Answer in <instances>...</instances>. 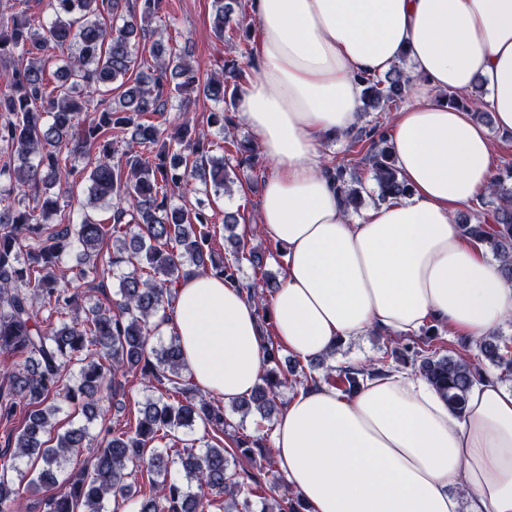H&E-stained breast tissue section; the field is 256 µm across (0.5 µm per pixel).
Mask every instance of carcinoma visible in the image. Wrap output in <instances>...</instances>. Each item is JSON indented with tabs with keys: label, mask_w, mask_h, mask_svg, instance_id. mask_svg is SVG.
I'll return each mask as SVG.
<instances>
[{
	"label": "carcinoma",
	"mask_w": 512,
	"mask_h": 512,
	"mask_svg": "<svg viewBox=\"0 0 512 512\" xmlns=\"http://www.w3.org/2000/svg\"><path fill=\"white\" fill-rule=\"evenodd\" d=\"M212 29L224 39L235 31L230 0H212ZM119 0H48L52 17L33 24L23 12L0 20V60L19 53L27 64L0 73L8 92L0 94V144L11 158L0 163V425L25 421L16 435L8 434L0 448V512H19L20 489L12 473L20 463L36 462L30 484L58 491L40 500L41 512H108L112 502L135 501L134 512H250L249 472L234 464L253 460L263 439L233 435L225 440L224 406L193 383L180 382L186 369L179 337L154 346L157 329L175 301L176 287L186 268L240 281L242 261L261 269L263 257L255 247L232 239L233 259L216 250V225L203 205L187 207L173 200L185 196L198 179L219 197L254 167L257 149L250 142L235 145L236 158L212 154L209 133L189 122L172 129L161 118L172 99L189 111L199 94L218 104L207 125L224 133L234 127L235 101L245 70L235 60L206 78L186 60V53L169 52L152 27L167 10V0H129L124 14ZM117 23L106 25L103 14ZM152 39V62L139 56V46ZM56 85L46 77L52 60ZM410 78L400 65L385 77H365L362 111H384L402 100ZM121 89L112 99V84ZM448 103L475 106L474 116L489 119L479 108L480 92L448 95ZM352 143L368 144V162L377 187V200L386 202L408 192L379 125L351 135ZM88 158L82 168L68 156ZM347 210L362 204V183L355 168L340 164L327 169ZM87 183L86 200L79 202L80 221L60 201L77 200ZM20 191L33 195V206L3 204ZM112 202L109 216L93 210ZM483 205L492 223L458 220L463 236L486 246L512 280V164L494 179ZM112 249H104L107 242ZM119 272L116 298L107 296L105 279ZM274 290L270 279L243 285L256 302L265 342V368L251 395L235 410L247 416L255 410L270 416L276 400L298 373L280 368L279 345L269 336L264 296ZM88 304L85 315L56 324L52 313L69 314ZM438 329L429 326L416 338L389 339L382 356L366 363L325 366L322 377L301 372L294 383L341 381L350 395L367 377L398 365L411 366L448 402L463 413L470 388L488 377L483 361L499 370V379H512V349L496 331L476 344L465 340L461 350L442 354L435 345ZM138 374L145 389L159 395L142 403L135 428L119 435L104 428L106 443L90 466L73 474L70 456L84 447V426L56 430V413L65 402L89 422L100 416L103 389L117 390L118 376ZM201 422L211 440L197 448L182 445L176 432ZM153 476L147 497L136 500L128 482L134 472ZM262 512H304L293 491L272 498Z\"/></svg>",
	"instance_id": "cac0c4a2"
}]
</instances>
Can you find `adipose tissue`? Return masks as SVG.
Here are the masks:
<instances>
[{
  "label": "adipose tissue",
  "instance_id": "1",
  "mask_svg": "<svg viewBox=\"0 0 512 512\" xmlns=\"http://www.w3.org/2000/svg\"><path fill=\"white\" fill-rule=\"evenodd\" d=\"M258 71L240 116L271 172L257 224L286 249L269 299L304 360L366 330L437 325L477 341L512 322V281L465 240L458 209L487 195L494 144L449 92L474 84L512 131V0H249ZM409 61L415 79L389 141L407 196L349 216L318 147L357 128L363 75ZM171 324L197 387L233 404L264 368L257 306L188 273ZM279 470L306 512H512V388L488 377L455 414L411 370L343 395L300 388L273 430Z\"/></svg>",
  "mask_w": 512,
  "mask_h": 512
}]
</instances>
